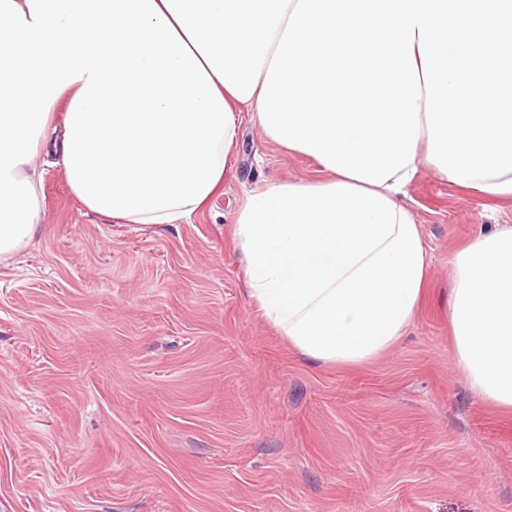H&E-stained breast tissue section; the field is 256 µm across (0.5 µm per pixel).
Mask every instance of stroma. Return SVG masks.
I'll return each instance as SVG.
<instances>
[{"mask_svg":"<svg viewBox=\"0 0 512 512\" xmlns=\"http://www.w3.org/2000/svg\"><path fill=\"white\" fill-rule=\"evenodd\" d=\"M239 118L214 200L178 224L88 213L36 158L42 226L0 267V512H512V413L467 388L446 305L452 254L512 202L421 169L406 336L314 365L250 298L234 226L248 196L322 173Z\"/></svg>","mask_w":512,"mask_h":512,"instance_id":"obj_1","label":"stroma"}]
</instances>
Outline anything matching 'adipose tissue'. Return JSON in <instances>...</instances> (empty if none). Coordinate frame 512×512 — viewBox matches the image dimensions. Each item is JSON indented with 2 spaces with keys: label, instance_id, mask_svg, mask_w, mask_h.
Wrapping results in <instances>:
<instances>
[{
  "label": "adipose tissue",
  "instance_id": "ef3b65f1",
  "mask_svg": "<svg viewBox=\"0 0 512 512\" xmlns=\"http://www.w3.org/2000/svg\"><path fill=\"white\" fill-rule=\"evenodd\" d=\"M506 35L512 0H0V265L42 224L35 156L55 155L93 214L174 224L222 182L245 107L323 172L239 211L250 296L310 362L370 363L424 295L406 201L420 167L512 199V59L488 56ZM450 264L455 365L512 411V226Z\"/></svg>",
  "mask_w": 512,
  "mask_h": 512
}]
</instances>
